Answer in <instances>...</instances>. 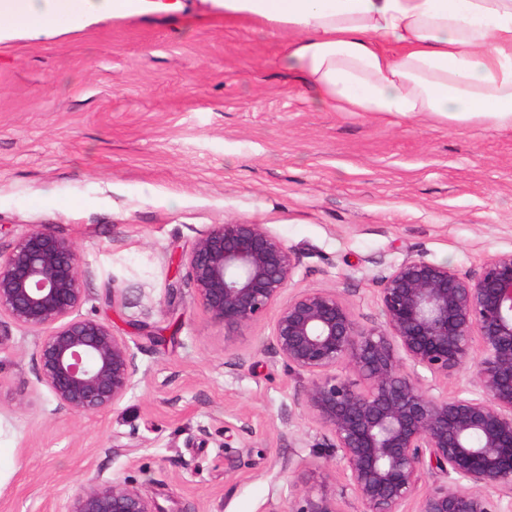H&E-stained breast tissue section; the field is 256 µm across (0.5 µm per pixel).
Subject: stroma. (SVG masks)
I'll return each mask as SVG.
<instances>
[{
	"mask_svg": "<svg viewBox=\"0 0 512 512\" xmlns=\"http://www.w3.org/2000/svg\"><path fill=\"white\" fill-rule=\"evenodd\" d=\"M284 40L203 0L182 24L0 39V252L32 225L70 240L81 314L139 367L118 406L57 411L35 331L0 319V512H62L98 477L173 512H283L334 491L336 457L270 319L225 348L176 263L212 225H264L299 257L289 293L336 292L365 329L407 257L471 275L512 251V128L315 106L279 63Z\"/></svg>",
	"mask_w": 512,
	"mask_h": 512,
	"instance_id": "35a3bbf8",
	"label": "stroma"
}]
</instances>
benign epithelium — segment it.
<instances>
[{
    "mask_svg": "<svg viewBox=\"0 0 512 512\" xmlns=\"http://www.w3.org/2000/svg\"><path fill=\"white\" fill-rule=\"evenodd\" d=\"M179 264L226 347L275 311L274 358L305 379L303 404L335 449V492L308 489L284 512H512V252L474 277L404 259L381 277L384 322L370 329L332 291L285 296L299 257L261 224H215ZM86 298L73 243L49 226L0 254V316L41 332L36 380L68 413L115 407L138 383L128 340L81 315ZM473 355L471 386L432 393ZM428 468L448 481L421 489ZM64 512L165 510L131 481L98 478Z\"/></svg>",
    "mask_w": 512,
    "mask_h": 512,
    "instance_id": "obj_1",
    "label": "benign epithelium"
}]
</instances>
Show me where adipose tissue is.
Instances as JSON below:
<instances>
[{
	"mask_svg": "<svg viewBox=\"0 0 512 512\" xmlns=\"http://www.w3.org/2000/svg\"><path fill=\"white\" fill-rule=\"evenodd\" d=\"M205 2L225 19L288 32L280 62L314 104L512 127V0ZM185 11V0H0V27L37 39L68 21Z\"/></svg>",
	"mask_w": 512,
	"mask_h": 512,
	"instance_id": "obj_1",
	"label": "adipose tissue"
}]
</instances>
